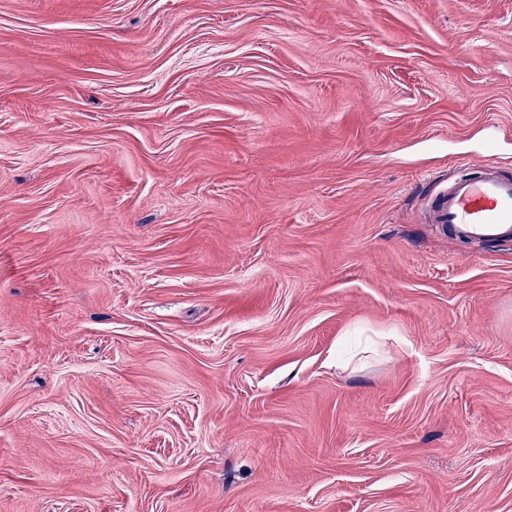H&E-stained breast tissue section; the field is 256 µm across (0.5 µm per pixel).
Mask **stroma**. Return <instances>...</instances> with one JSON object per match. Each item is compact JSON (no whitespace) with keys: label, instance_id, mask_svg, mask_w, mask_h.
Listing matches in <instances>:
<instances>
[{"label":"stroma","instance_id":"obj_1","mask_svg":"<svg viewBox=\"0 0 512 512\" xmlns=\"http://www.w3.org/2000/svg\"><path fill=\"white\" fill-rule=\"evenodd\" d=\"M493 126L512 0H0V512H512ZM496 128L483 152L488 159L453 179L439 192L432 207L433 224H443L471 241H490L512 236V177L499 170L491 150ZM375 338L385 339L382 336H344L336 344V365L337 367L344 366L349 363L348 354L351 348H360L362 345L368 346L375 343Z\"/></svg>","mask_w":512,"mask_h":512}]
</instances>
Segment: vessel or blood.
<instances>
[{"instance_id": "1", "label": "vessel or blood", "mask_w": 512, "mask_h": 512, "mask_svg": "<svg viewBox=\"0 0 512 512\" xmlns=\"http://www.w3.org/2000/svg\"><path fill=\"white\" fill-rule=\"evenodd\" d=\"M434 223L471 241L512 236V177L488 157L439 192L432 207Z\"/></svg>"}]
</instances>
